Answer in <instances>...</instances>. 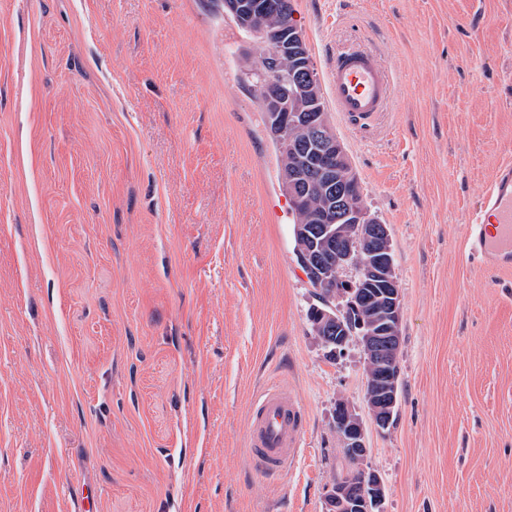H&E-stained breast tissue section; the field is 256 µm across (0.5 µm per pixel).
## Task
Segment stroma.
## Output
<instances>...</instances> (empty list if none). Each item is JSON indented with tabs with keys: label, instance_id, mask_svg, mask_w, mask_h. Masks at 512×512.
Here are the masks:
<instances>
[{
	"label": "stroma",
	"instance_id": "35a3bbf8",
	"mask_svg": "<svg viewBox=\"0 0 512 512\" xmlns=\"http://www.w3.org/2000/svg\"><path fill=\"white\" fill-rule=\"evenodd\" d=\"M319 79L366 38L394 94L368 133L328 106L401 289L396 418L364 353L330 356L224 0H0V512H324L361 416L384 512H512V269L466 225L512 161V0H292ZM308 415L257 471L249 409ZM306 428L305 409L290 390L279 385L265 389L250 407L246 438L258 470L278 477L291 469Z\"/></svg>",
	"mask_w": 512,
	"mask_h": 512
}]
</instances>
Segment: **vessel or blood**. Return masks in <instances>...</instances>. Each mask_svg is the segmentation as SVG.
Wrapping results in <instances>:
<instances>
[{"label":"vessel or blood","mask_w":512,"mask_h":512,"mask_svg":"<svg viewBox=\"0 0 512 512\" xmlns=\"http://www.w3.org/2000/svg\"><path fill=\"white\" fill-rule=\"evenodd\" d=\"M330 99L355 130H364L384 112L393 91L392 74L374 52L337 50L327 73ZM474 259L492 270L512 268V162L502 163L469 220ZM307 415L286 387L265 389L249 412L246 446L258 470L278 477L295 463L306 433Z\"/></svg>","instance_id":"b4317fda"}]
</instances>
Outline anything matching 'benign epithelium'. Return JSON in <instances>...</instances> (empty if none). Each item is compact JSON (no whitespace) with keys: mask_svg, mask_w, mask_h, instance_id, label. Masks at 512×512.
Here are the masks:
<instances>
[{"mask_svg":"<svg viewBox=\"0 0 512 512\" xmlns=\"http://www.w3.org/2000/svg\"><path fill=\"white\" fill-rule=\"evenodd\" d=\"M224 14H231L251 27L253 35H265L257 5L250 0H224ZM269 49L275 57L288 59L290 65L286 72L278 67L270 70L257 90L279 137L285 162L281 174L283 189L288 198L298 203L305 186L313 184L316 190L326 193L350 181L351 176L343 177L341 173L351 168V163L327 117L304 128L302 145L289 138L288 131L282 127L288 110L295 111L304 105L322 107V100L316 93L319 80L301 28L289 22L284 35L269 44ZM312 159L317 164L310 177L308 168ZM312 223L322 225L320 250L323 252L342 235L349 234L355 241V247L337 250L333 260L315 270L313 281L317 288L334 289L336 302L354 305L361 301V295L352 288H337L343 274L351 270L359 283L381 289L377 293L380 304L368 320V330L361 334L354 329L343 330L336 338V348L345 349L352 341H358L365 355V378L370 380L375 372H381L379 382L366 387L365 402L375 426L383 431L388 428L398 401L396 380L401 326V295L389 229L367 209L361 191L354 195L335 193V198L313 217ZM381 336L389 340L390 351L386 354L373 346V341ZM334 417L350 469L343 479L326 488L324 512H383L385 487L381 477L366 466L369 448L361 417L344 399L336 401Z\"/></svg>","mask_w":512,"mask_h":512,"instance_id":"obj_1","label":"benign epithelium"}]
</instances>
